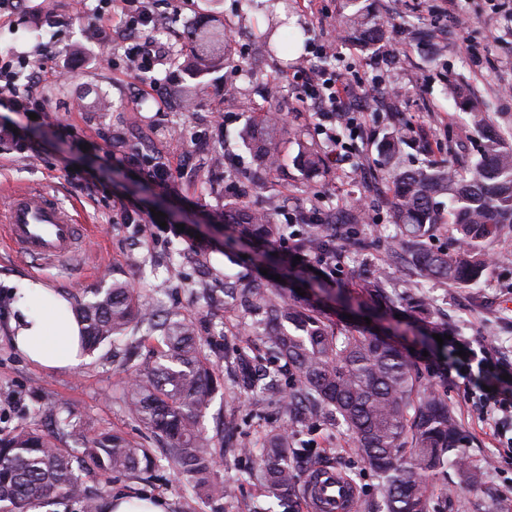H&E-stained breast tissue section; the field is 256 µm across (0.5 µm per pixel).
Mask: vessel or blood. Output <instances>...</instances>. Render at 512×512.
<instances>
[{
	"label": "vessel or blood",
	"mask_w": 512,
	"mask_h": 512,
	"mask_svg": "<svg viewBox=\"0 0 512 512\" xmlns=\"http://www.w3.org/2000/svg\"><path fill=\"white\" fill-rule=\"evenodd\" d=\"M0 231L18 253L40 265H63L83 244L81 224L49 192L21 190L11 194L0 214ZM310 512H355L356 493L338 473L308 480L305 492Z\"/></svg>",
	"instance_id": "b4317fda"
}]
</instances>
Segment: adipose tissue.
<instances>
[{
	"label": "adipose tissue",
	"mask_w": 512,
	"mask_h": 512,
	"mask_svg": "<svg viewBox=\"0 0 512 512\" xmlns=\"http://www.w3.org/2000/svg\"><path fill=\"white\" fill-rule=\"evenodd\" d=\"M14 295L8 332L21 356L52 370H73L85 363L69 299L29 279Z\"/></svg>",
	"instance_id": "obj_1"
}]
</instances>
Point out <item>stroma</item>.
Instances as JSON below:
<instances>
[{"label":"stroma","mask_w":512,"mask_h":512,"mask_svg":"<svg viewBox=\"0 0 512 512\" xmlns=\"http://www.w3.org/2000/svg\"><path fill=\"white\" fill-rule=\"evenodd\" d=\"M392 23L389 42L365 52L341 39L338 18L341 0H155L158 24L151 35L163 55L153 77L157 95L137 98L134 79L122 60L123 50L110 28L98 39L83 36L86 17L77 0H26L12 14L0 16V51L38 52L56 43L59 54L48 64L66 72L62 83L43 92L45 112L37 119L0 109V126L17 129L27 145L0 144V204L17 189L46 188L63 205L81 209L89 227L79 263L36 271L30 258L0 248V428L27 420L38 430L54 434L51 408L70 407L86 433L118 431L131 440L154 443L149 430L127 413L120 393L135 368L152 360L147 329L120 346H100L89 361L74 371L48 370L27 362L5 331L13 304L12 286L23 279H38L65 293L71 300L87 291L126 280L155 310H178L191 317L206 348L223 351L218 369L223 385L215 393L204 418L219 450L213 478L228 486V498L188 501L187 483L176 470L160 466L141 479L125 476L104 481L88 477L91 486L106 494L138 492L166 500L168 512H247L252 501L271 512H307L302 487L313 470L329 466L340 470L358 492L357 512H371L377 501V476L363 459L345 427L329 418L308 424L291 421L283 393L270 396L249 392L236 383L225 354L250 344L254 357L265 360L260 341L238 326L224 303L225 276L260 278L262 271L281 274L278 266L261 268L242 254L224 249L226 175L236 172L246 188L243 201L261 211L268 194L280 207L275 220L305 233L300 217L313 214L335 222L336 234L353 237L362 249L346 254L328 278L332 291L343 293L359 310L326 307L331 323L378 331L377 307L359 285L380 272L395 280L408 279L409 270L399 246V233L390 223L391 193L382 178L386 164L378 144L391 128L407 130L401 159L405 165L455 160L476 161L480 135L464 114V98L483 100L491 117L512 128V0H371ZM285 15V34L300 40L297 56L288 65L262 53L256 35L269 14ZM217 19L231 34L236 51L231 63L206 76L207 90L191 108L180 94L187 77L183 67L191 59L187 36L203 19ZM179 31L170 40L166 30ZM338 58L335 70L344 74L350 99L361 112L351 159H329L327 172L306 178L294 163L300 142L325 144L318 119L300 100L306 76L317 70L322 48ZM464 81L463 97H452L448 86ZM233 98H226L227 86ZM282 113L288 129L283 163L269 171L258 166L244 146L240 131L259 113ZM88 150H81V143ZM138 152L156 157L173 169L175 181L162 189L131 169L108 166L105 153ZM222 164H214L215 154ZM97 185L88 196L87 182ZM360 199L366 214L355 224L348 215L352 199ZM126 205L165 215L168 233L153 235L139 224H117L114 208ZM180 248L181 275L170 276L159 258ZM490 264L476 283L457 287L421 282L416 292L434 306L430 321L420 320L398 307L404 334L398 343L408 352L422 386L434 389L453 410L466 439L464 456L482 473L474 485L461 478L456 465L433 484L429 512H512V459L505 454L512 439V419L491 422L467 398L458 376L448 372V351L431 336L432 327L445 335L461 336L473 345L494 347L512 363V236L498 240L489 251ZM211 295L196 300L198 284ZM288 430L293 446L307 448L295 459L296 481L286 498L268 494L250 477L253 455L242 445L262 441L270 431Z\"/></svg>","instance_id":"1"}]
</instances>
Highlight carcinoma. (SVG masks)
Masks as SVG:
<instances>
[{"label": "carcinoma", "instance_id": "carcinoma-1", "mask_svg": "<svg viewBox=\"0 0 512 512\" xmlns=\"http://www.w3.org/2000/svg\"><path fill=\"white\" fill-rule=\"evenodd\" d=\"M339 25L364 50L386 42L391 31L389 22L367 0H345ZM276 33L277 24L269 22L262 41L268 55L288 51L283 38L273 39ZM190 38L196 53L185 68L193 80L187 93L196 97L204 89L195 80L224 65L231 49L220 26L195 28ZM464 104L481 137L479 158L467 170L449 164L406 167L401 161L405 136L387 142L391 219L411 255L412 275L421 281H478L488 266L487 245L512 232V138L502 136L478 101L469 98ZM241 136L258 161L269 169L278 165L284 140L281 113H263L259 121L244 126ZM323 162L318 145L302 146L298 164L304 171L315 172ZM277 207L274 196L261 215L236 200L225 202L224 248L250 246L262 258L274 260L268 245L295 238L288 225L275 222ZM443 224L461 243L452 255L426 245ZM298 246L321 261L338 262L342 252L359 243L346 239L338 249L325 225L318 224ZM388 287L385 274L362 283L364 294L376 299L386 297ZM224 296L271 356L294 372L290 405L308 407L299 421L306 423L324 412L346 427L377 474L379 512H428V479L450 463L460 467L468 483L479 482L481 472L464 457V438L455 415L434 390L420 385L414 366L390 338L335 328L324 321L320 302L288 300L273 284L226 278ZM75 311L88 350L124 338L138 319L147 323L158 359L153 367L135 371L124 387L122 402L134 420L162 440V451L158 454L117 432L88 436L67 410L56 412L54 425L57 433L71 438V446L26 422L18 423L0 434V512H26L34 501L76 504L79 512H99L98 494L86 488L82 475L139 477L162 461L186 477L194 495L232 496L230 488L210 480L216 449L200 418L213 392L214 366L194 322L170 313L155 314L119 279ZM236 367L241 388L253 390L262 381L264 389L278 390L276 375L255 368L248 351L237 353ZM288 442L285 430L266 436L260 445L254 476L271 491H286L294 483Z\"/></svg>", "mask_w": 512, "mask_h": 512}]
</instances>
